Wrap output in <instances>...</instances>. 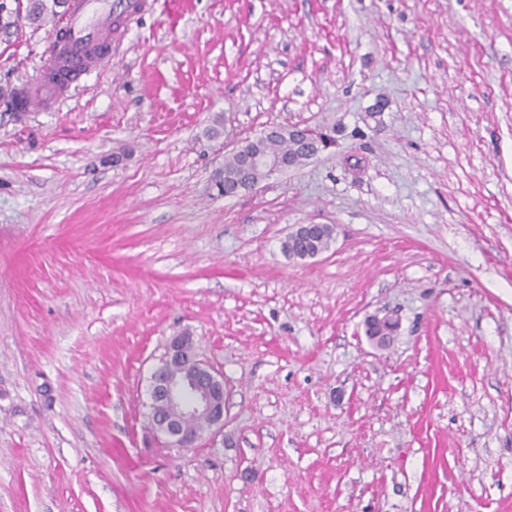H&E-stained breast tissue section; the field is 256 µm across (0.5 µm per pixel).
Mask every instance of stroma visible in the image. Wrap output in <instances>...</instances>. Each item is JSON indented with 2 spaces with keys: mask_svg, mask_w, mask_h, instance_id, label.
I'll use <instances>...</instances> for the list:
<instances>
[{
  "mask_svg": "<svg viewBox=\"0 0 512 512\" xmlns=\"http://www.w3.org/2000/svg\"><path fill=\"white\" fill-rule=\"evenodd\" d=\"M50 33L0 32V512H512V0H159L14 111ZM297 123L335 144L213 187ZM183 331L224 375L192 448L146 407ZM325 224H298L296 228L288 235L293 234L295 236H309L315 234L310 238H293L287 237L281 243V249L288 258L302 259L306 253H317L307 258L317 257L321 252L328 248L329 241L333 234V228L330 225L324 226ZM324 226V227H323Z\"/></svg>",
  "mask_w": 512,
  "mask_h": 512,
  "instance_id": "35a3bbf8",
  "label": "stroma"
}]
</instances>
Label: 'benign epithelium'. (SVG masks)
<instances>
[{
  "label": "benign epithelium",
  "mask_w": 512,
  "mask_h": 512,
  "mask_svg": "<svg viewBox=\"0 0 512 512\" xmlns=\"http://www.w3.org/2000/svg\"><path fill=\"white\" fill-rule=\"evenodd\" d=\"M282 133V127H270L233 149L239 158V167L232 177L236 193L256 187V171L269 177L292 168L291 161L270 155L260 146ZM288 133L301 141L310 159L326 150L327 143L307 126L291 125ZM370 324L374 331L388 325V329L371 337L376 344L382 345L397 330L399 321L386 314L372 317ZM189 340L190 337L183 334L169 338L162 358L151 372L148 386L149 419L167 445L179 448H192L202 438L200 433L191 434L185 430L183 419L188 415L205 417L210 429L224 428V376L187 349Z\"/></svg>",
  "instance_id": "benign-epithelium-1"
}]
</instances>
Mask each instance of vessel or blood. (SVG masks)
Returning <instances> with one entry per match:
<instances>
[{"instance_id":"vessel-or-blood-1","label":"vessel or blood","mask_w":512,"mask_h":512,"mask_svg":"<svg viewBox=\"0 0 512 512\" xmlns=\"http://www.w3.org/2000/svg\"><path fill=\"white\" fill-rule=\"evenodd\" d=\"M148 0H72L47 47L55 76L28 85L19 99L23 112L45 110L63 100L73 83L98 71L125 39L124 20L146 10Z\"/></svg>"}]
</instances>
